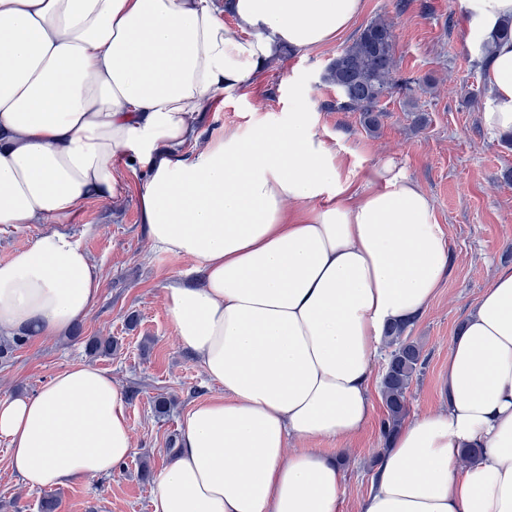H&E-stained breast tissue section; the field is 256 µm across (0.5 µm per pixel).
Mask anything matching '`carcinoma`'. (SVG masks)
<instances>
[{
	"mask_svg": "<svg viewBox=\"0 0 512 512\" xmlns=\"http://www.w3.org/2000/svg\"><path fill=\"white\" fill-rule=\"evenodd\" d=\"M395 35L391 24L376 19L327 65L322 81L336 89V107L360 113L362 126L376 131L384 111L380 100L399 90L412 91L416 80L395 76ZM407 325L390 329L388 340L394 349L382 376L381 389L386 407L380 435L389 441L406 416V394L413 378L422 372L421 347L404 335Z\"/></svg>",
	"mask_w": 512,
	"mask_h": 512,
	"instance_id": "cac0c4a2",
	"label": "carcinoma"
}]
</instances>
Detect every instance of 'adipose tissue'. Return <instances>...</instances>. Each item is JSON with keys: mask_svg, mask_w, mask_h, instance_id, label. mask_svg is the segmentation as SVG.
<instances>
[{"mask_svg": "<svg viewBox=\"0 0 512 512\" xmlns=\"http://www.w3.org/2000/svg\"><path fill=\"white\" fill-rule=\"evenodd\" d=\"M463 2L472 46L493 43L483 126L512 133V40L495 37L512 0ZM361 9L0 0V225L63 221L87 199L110 200L113 159H131L149 239L194 264L165 303L216 392L185 414L153 512H340L343 469L289 443L363 429L387 331L420 317L447 275V231L428 194L389 164L356 185L306 113L182 153L195 110L282 50L334 40ZM99 291L79 243L44 234L0 263V332L67 333ZM0 439L32 488L112 474L134 451L124 391L84 365L0 398ZM465 448L479 451L467 464ZM358 512H512V267L453 339L444 407L402 426Z\"/></svg>", "mask_w": 512, "mask_h": 512, "instance_id": "ef3b65f1", "label": "adipose tissue"}]
</instances>
